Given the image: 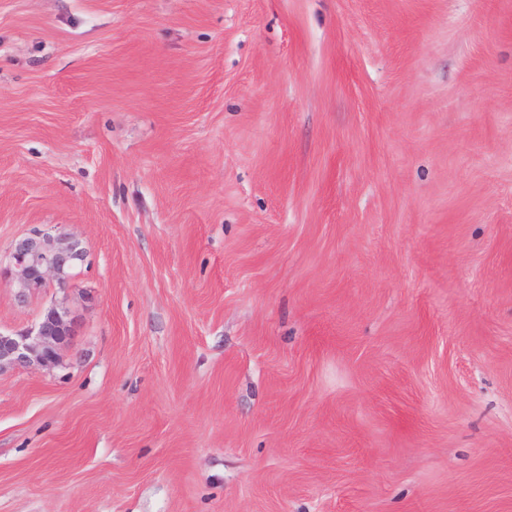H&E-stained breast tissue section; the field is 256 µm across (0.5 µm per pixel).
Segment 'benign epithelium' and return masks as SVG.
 <instances>
[{
	"instance_id": "7a95c632",
	"label": "benign epithelium",
	"mask_w": 512,
	"mask_h": 512,
	"mask_svg": "<svg viewBox=\"0 0 512 512\" xmlns=\"http://www.w3.org/2000/svg\"><path fill=\"white\" fill-rule=\"evenodd\" d=\"M85 259L86 250L78 237L34 229L11 244L0 259V275L5 271L10 274L15 298L23 304L31 293L51 282L65 286ZM72 323L70 309L63 304H54L31 331H0V372L56 365L60 347L71 336Z\"/></svg>"
}]
</instances>
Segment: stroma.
Wrapping results in <instances>:
<instances>
[{"label": "stroma", "instance_id": "obj_1", "mask_svg": "<svg viewBox=\"0 0 512 512\" xmlns=\"http://www.w3.org/2000/svg\"><path fill=\"white\" fill-rule=\"evenodd\" d=\"M0 512H512V0H0ZM85 259L86 250L78 237L33 229L15 240L0 259V280L3 272L10 274L15 298L23 304L31 293L50 282L64 287ZM72 323L70 309L61 303L50 306L31 331H0V372L32 366H55L60 347L71 336Z\"/></svg>", "mask_w": 512, "mask_h": 512}]
</instances>
